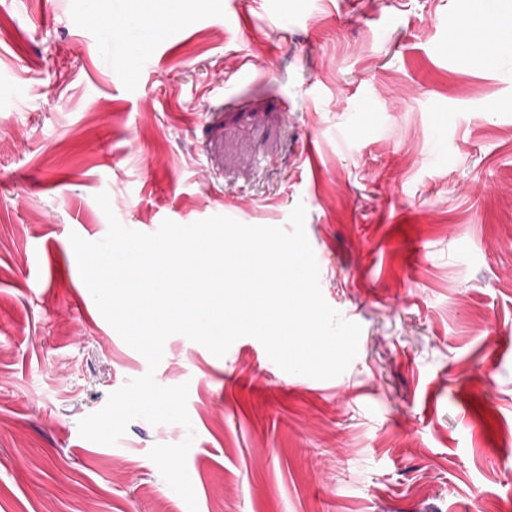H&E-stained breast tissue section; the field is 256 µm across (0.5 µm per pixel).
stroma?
Here are the masks:
<instances>
[{
	"mask_svg": "<svg viewBox=\"0 0 512 512\" xmlns=\"http://www.w3.org/2000/svg\"><path fill=\"white\" fill-rule=\"evenodd\" d=\"M121 0H0V512H512V51L451 34L477 0H201L151 70L107 59ZM224 215L288 227L362 327L340 376L171 336L191 428L78 423L147 370L69 241Z\"/></svg>",
	"mask_w": 512,
	"mask_h": 512,
	"instance_id": "stroma-1",
	"label": "stroma"
}]
</instances>
